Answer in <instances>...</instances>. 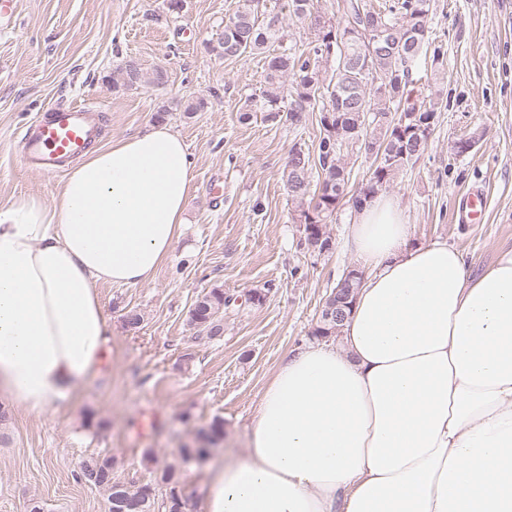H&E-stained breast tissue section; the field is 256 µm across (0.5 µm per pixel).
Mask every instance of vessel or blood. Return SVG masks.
<instances>
[{
    "label": "vessel or blood",
    "mask_w": 512,
    "mask_h": 512,
    "mask_svg": "<svg viewBox=\"0 0 512 512\" xmlns=\"http://www.w3.org/2000/svg\"><path fill=\"white\" fill-rule=\"evenodd\" d=\"M100 110V105L87 101L53 105L20 129L24 161L43 174H58L98 139Z\"/></svg>",
    "instance_id": "1"
}]
</instances>
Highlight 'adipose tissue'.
Here are the masks:
<instances>
[{
  "instance_id": "adipose-tissue-1",
  "label": "adipose tissue",
  "mask_w": 512,
  "mask_h": 512,
  "mask_svg": "<svg viewBox=\"0 0 512 512\" xmlns=\"http://www.w3.org/2000/svg\"><path fill=\"white\" fill-rule=\"evenodd\" d=\"M191 183L157 123L90 151L53 204L0 205V396L35 417L71 401L107 343L97 284L153 279ZM341 248L363 273L344 351L281 361L201 512H512V247L472 275L378 193Z\"/></svg>"
}]
</instances>
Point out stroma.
<instances>
[{
	"label": "stroma",
	"instance_id": "35a3bbf8",
	"mask_svg": "<svg viewBox=\"0 0 512 512\" xmlns=\"http://www.w3.org/2000/svg\"><path fill=\"white\" fill-rule=\"evenodd\" d=\"M237 0H16L0 33V204L21 193L53 202L63 177L27 168L22 125L63 101L102 106L105 145L164 121L192 161L186 222L170 257L143 286L101 285L111 331L104 360L74 403L37 418L0 401V512H105L98 488L77 480L88 456L113 457L115 480L155 485L181 472L186 512H199L209 467L246 452L263 389L288 354L311 343L321 309L355 260L319 255L303 241L300 211L285 186L290 151H316L320 114L306 125L242 120L265 87V60L218 58L209 49ZM431 38L444 64L426 86L440 108L419 162L386 187L405 211L413 244L442 240L480 273L512 245V0H434ZM136 62L144 78L123 86L118 70ZM162 80H155V73ZM198 105L186 114L187 103ZM486 193L480 224L457 221L472 190ZM235 300L224 338L196 339L188 312L203 292ZM262 291V304L246 296ZM142 322L130 327L129 311ZM153 428L143 429L148 417ZM224 435L206 460L184 462L214 419ZM154 460H143L145 450Z\"/></svg>",
	"mask_w": 512,
	"mask_h": 512
}]
</instances>
